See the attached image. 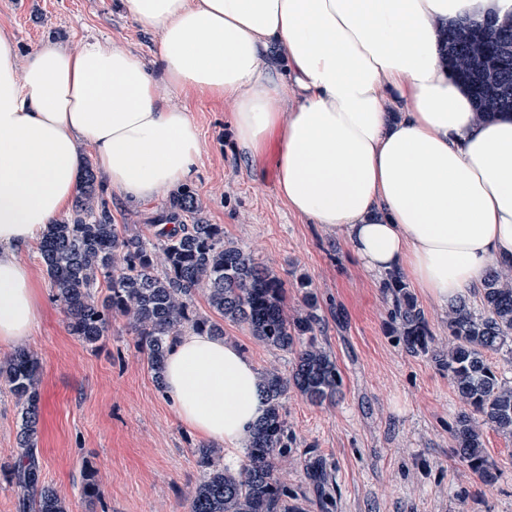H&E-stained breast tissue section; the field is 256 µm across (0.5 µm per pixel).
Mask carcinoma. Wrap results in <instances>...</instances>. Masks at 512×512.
<instances>
[{"instance_id":"cac0c4a2","label":"carcinoma","mask_w":512,"mask_h":512,"mask_svg":"<svg viewBox=\"0 0 512 512\" xmlns=\"http://www.w3.org/2000/svg\"><path fill=\"white\" fill-rule=\"evenodd\" d=\"M452 77L469 90L483 118L512 112V14L488 15L442 31ZM198 211L189 192L174 196L157 214L149 237L123 235L112 211L98 202L97 174L89 163L71 213L47 225L38 250L53 296L73 335L95 347L114 316L126 318L136 347L158 385L165 358L186 332L224 336V323L247 326L255 341L293 355L291 371L261 372L265 416L253 427L236 469L201 446L202 477L188 498L189 512H308L305 497L280 473L293 454L284 402L293 391L312 404L335 400L343 385L336 358L318 341L319 301L311 282L299 278L302 306L288 311L285 284L253 256L224 241V226L183 216ZM106 288L99 289L100 282ZM391 333L410 353H426L433 334L405 279L385 276ZM202 295L217 318L200 315L193 303ZM448 344L437 357L448 371L463 410L451 429L455 461L483 483L496 481L484 446L483 425L512 437V382L505 381L492 354L507 352L512 365V271L490 270L479 288V303L460 301L446 314ZM40 361L26 347L0 362V386L21 407L17 457L11 476L18 512H68L65 500L45 484L37 454L40 430ZM321 512L333 506L320 461L309 464ZM82 493L101 490L95 471L83 473Z\"/></svg>"}]
</instances>
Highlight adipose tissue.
Wrapping results in <instances>:
<instances>
[{
    "mask_svg": "<svg viewBox=\"0 0 512 512\" xmlns=\"http://www.w3.org/2000/svg\"><path fill=\"white\" fill-rule=\"evenodd\" d=\"M160 39L157 65L95 39L46 43L16 71L0 29V347L32 339L41 291L19 254L71 204L89 143L113 191L147 201L185 182L202 150L159 83L232 99L249 164L279 137L278 192L335 233L362 268L399 272L439 303L512 267V114L478 118L439 38L512 0H125ZM284 50L286 68L271 61ZM408 109H386L385 90ZM296 107H289V99ZM165 393L178 419L236 464L267 403L238 345L189 332L171 346Z\"/></svg>",
    "mask_w": 512,
    "mask_h": 512,
    "instance_id": "ef3b65f1",
    "label": "adipose tissue"
}]
</instances>
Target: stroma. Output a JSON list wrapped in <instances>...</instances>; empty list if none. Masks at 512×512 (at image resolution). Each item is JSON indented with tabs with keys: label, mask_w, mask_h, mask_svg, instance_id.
I'll return each mask as SVG.
<instances>
[{
	"label": "stroma",
	"mask_w": 512,
	"mask_h": 512,
	"mask_svg": "<svg viewBox=\"0 0 512 512\" xmlns=\"http://www.w3.org/2000/svg\"><path fill=\"white\" fill-rule=\"evenodd\" d=\"M0 28L17 43L16 69L45 41L79 52L86 41L110 39L145 59L159 37L141 29L121 0H0ZM159 94L186 107L202 151L183 187L197 198L207 223L250 251L286 283L289 308H298L299 277L319 297L318 340L336 359L342 392L313 405L298 395L284 403L295 453L288 482L308 490L304 461L321 456L333 478L332 512H512V440L492 426L484 442L499 477L481 483L451 457L450 429L461 410L448 374L431 355L407 352L390 334L382 280L366 273L335 234L292 213L277 191L278 136L257 167L244 165L231 133L234 104L191 89ZM120 231L147 234L169 194L146 202L104 188ZM28 343L41 363L42 419L38 439L43 474L69 512H188L186 493L198 482L203 438L177 418L136 346L125 318H113L99 348L67 327L52 290ZM224 338L240 346L257 370L290 368L288 353L254 341L245 326L225 323ZM19 408L0 394V512H15L10 467L17 446ZM97 472L101 495L81 491L85 466Z\"/></svg>",
	"instance_id": "obj_1"
}]
</instances>
